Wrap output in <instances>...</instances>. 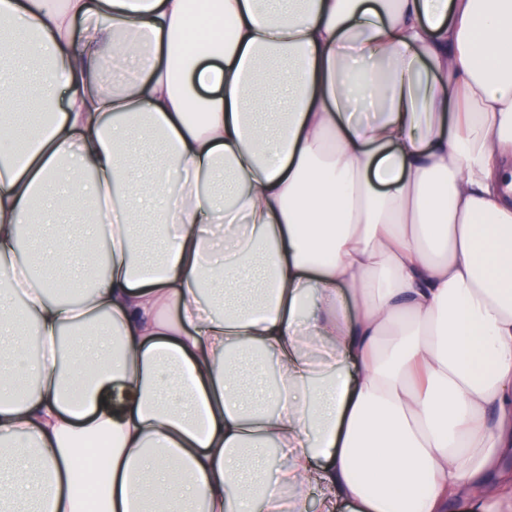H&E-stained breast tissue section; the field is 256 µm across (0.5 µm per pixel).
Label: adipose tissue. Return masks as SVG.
Here are the masks:
<instances>
[{
    "label": "adipose tissue",
    "instance_id": "adipose-tissue-1",
    "mask_svg": "<svg viewBox=\"0 0 512 512\" xmlns=\"http://www.w3.org/2000/svg\"><path fill=\"white\" fill-rule=\"evenodd\" d=\"M0 505L512 512V0H0ZM175 168L148 209L128 139ZM178 194H170V184ZM87 202L78 244L21 225ZM224 257H212L216 228ZM104 275L66 305L33 268ZM22 307L11 304L13 298ZM276 385L245 389L242 347ZM283 467H273L269 448Z\"/></svg>",
    "mask_w": 512,
    "mask_h": 512
}]
</instances>
